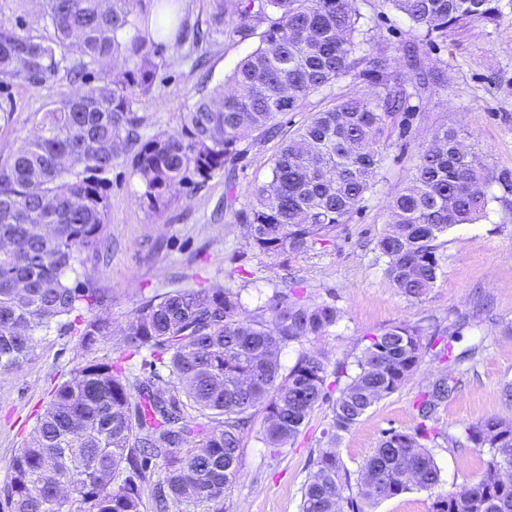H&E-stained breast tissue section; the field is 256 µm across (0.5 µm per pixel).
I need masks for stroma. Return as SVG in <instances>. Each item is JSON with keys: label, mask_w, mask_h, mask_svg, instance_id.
<instances>
[{"label": "stroma", "mask_w": 512, "mask_h": 512, "mask_svg": "<svg viewBox=\"0 0 512 512\" xmlns=\"http://www.w3.org/2000/svg\"><path fill=\"white\" fill-rule=\"evenodd\" d=\"M493 4L497 20H475L449 30L447 39L432 41L385 0H353L360 52L388 50L396 72L403 73V48L414 44L425 65L441 78L409 98L407 133L391 134L384 143L376 185L326 246L267 257L247 247L237 214L251 203L255 186L269 180L276 154L299 126L341 98L371 91L372 80L362 72L311 94L299 110L280 117L278 137L248 147L231 171L182 190L162 211H151L142 202L130 163H116L108 189L110 250L103 259L77 265L74 274L75 280L90 281L111 297L102 313L111 317L117 333L102 344L101 356H122L118 330L128 316L145 297L175 286L230 287L239 292L247 316L258 314L275 292L288 286L303 288L309 302L335 305L338 319L325 335L283 350L286 368L306 349L322 351L329 368L342 364L355 371L368 336L408 323L420 329L424 340L448 341L454 360L428 348L413 377L342 433L336 448L348 469L358 470L385 431L410 432L418 426L420 395L447 376L455 388L430 421L442 434L431 452L441 469L442 490L472 484L489 454L460 445L462 426L489 417L512 420V399L505 395L512 387V0ZM236 24V16L228 13L223 35L195 46H161L163 63L151 101L139 111L142 136L179 128L181 112L201 88L193 68L197 56L206 58L214 86L226 82L237 62L258 46V38L233 37ZM68 87L64 80L37 88L18 82L0 92V105L11 109L9 121L0 120V162L33 134L34 113ZM440 128L458 133L493 180L483 217L440 238L442 269L436 285L416 301L400 294L388 279L376 244L390 221V198L409 183L422 148ZM80 355L77 336L54 329L37 336L32 355L18 371L0 373V485L8 481L11 459L32 434L52 389L77 366ZM327 392L328 402L314 410L296 441L276 453L260 442L265 413L254 409L242 439L240 476L224 498V512H299L310 462L327 446L335 385H328Z\"/></svg>", "instance_id": "stroma-1"}]
</instances>
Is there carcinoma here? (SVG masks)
Instances as JSON below:
<instances>
[{
	"instance_id": "cac0c4a2",
	"label": "carcinoma",
	"mask_w": 512,
	"mask_h": 512,
	"mask_svg": "<svg viewBox=\"0 0 512 512\" xmlns=\"http://www.w3.org/2000/svg\"><path fill=\"white\" fill-rule=\"evenodd\" d=\"M155 39L203 40L179 20V0H154ZM431 38L474 18L494 15L492 0H385ZM234 34L259 46L230 82L201 91L181 113L175 134L142 139L139 109L150 101L162 62L155 39L141 34L146 0H41L38 35L0 14V85L82 80L114 59L125 66L96 85L62 92L34 114L38 134L0 163V372L19 369L35 336L52 328L78 333L84 363L59 384L33 434L10 463L0 488L9 512H224V496L241 470L249 413L264 406L260 439L279 451L326 399L327 360L303 351L284 369L292 343L325 335L336 307L311 304L295 288L276 293L264 314L242 317L229 288H173L146 298L125 324L126 357L143 356L135 375L101 359L112 319L94 313L108 295L90 281L72 282L75 263L107 246L108 175L130 159L140 198L155 212L195 178L203 183L234 162L239 146L277 134L279 116L300 109L315 91L365 66L369 95L344 98L316 113L276 155L270 181L256 186L238 213L247 245L279 258L323 246L348 223L376 185L380 143L410 98L435 83L433 69L411 57L393 74L384 52L356 56L351 0H230ZM493 176L454 132L437 131L423 147L408 186L395 194L391 221L378 240L385 274L405 297L420 300L441 270L438 240L471 224L488 204ZM426 352L420 329L397 324L368 338L338 387L326 430L336 439L415 374ZM452 387L440 378L417 404L429 420ZM439 432L421 424L389 431L351 473L335 449L319 453L302 487L301 512H368L413 489L431 491L441 471L428 444ZM476 448L490 449L478 480L440 493L432 512H512V420L490 417L463 427ZM356 488L345 496L344 489ZM151 489V498L144 492Z\"/></svg>"
}]
</instances>
